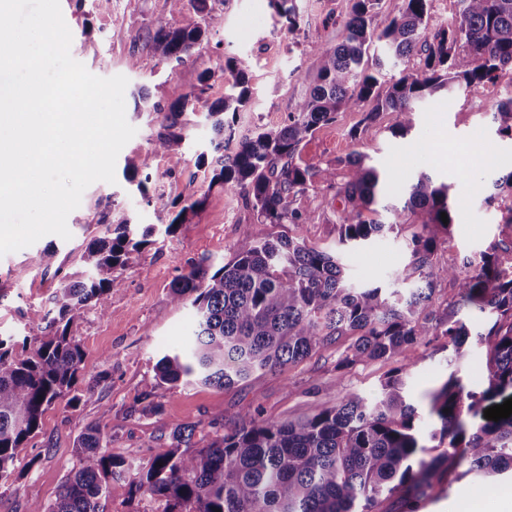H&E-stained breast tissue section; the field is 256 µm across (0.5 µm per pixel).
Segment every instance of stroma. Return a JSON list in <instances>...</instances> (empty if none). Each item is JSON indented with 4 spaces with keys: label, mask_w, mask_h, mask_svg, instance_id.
<instances>
[{
    "label": "stroma",
    "mask_w": 512,
    "mask_h": 512,
    "mask_svg": "<svg viewBox=\"0 0 512 512\" xmlns=\"http://www.w3.org/2000/svg\"><path fill=\"white\" fill-rule=\"evenodd\" d=\"M299 27L290 32L282 26L269 0H214L211 20H203L192 0L180 14L170 15L167 0H61V11L72 33L70 53L99 77L125 76L126 118L137 130L120 151L115 183L98 181L84 192L80 206L67 219L70 239L42 237L33 245L0 256V336L29 334L33 321L51 308L50 297L59 273L71 272L92 237L103 235V213L128 217L144 227L175 214L177 204L189 197H204L203 206L174 235L155 232L137 263L119 267L122 280L113 294L109 319L86 313L72 326L83 348L80 385H93L94 396L78 407L58 402L43 415L36 436L27 444L13 474L0 479V512H29L31 504L50 505L70 472L79 465L76 441L88 425H98L112 437V450L124 461V471L112 481L106 512H146L150 502L129 497V483L139 477L147 460L164 453L176 425L196 428L197 446L211 442L216 414L233 419L241 409H259L263 418L294 421L335 401L328 387L336 376V358L348 339L331 345L283 373L252 376L229 389L201 383L171 389L156 388L155 365L164 354L177 349L193 324L190 309L177 308L169 300V287L201 259L220 265L232 257L242 233L256 239L301 236L309 244L340 252L348 281L358 286L367 281L392 287L408 261L410 215H403L400 232H389L360 246L341 245L337 223L341 205L334 193L320 187L295 201L305 224H265L247 208L238 191L211 187L212 170L219 157L210 145L209 103L224 96L227 58L241 61L247 69L252 97L237 113L230 129L233 141H241L259 129H277L288 122L299 101L309 92V74L315 70L317 51L336 45L344 31L351 0H294ZM174 25L207 23V37L198 52L184 62H160L148 48V31L160 19ZM141 66L129 67L131 57ZM213 77L202 102L189 116L183 161L171 166L167 158L154 157L148 170L149 195L141 197L125 177L128 165L139 163L152 147L160 129L162 108L178 98L199 92L203 71ZM512 84V71H504L493 83L468 95L438 93L418 104L409 134L393 137L391 114L367 124L361 113L342 111L334 122L320 125L300 155L302 165L334 167L337 182L348 181L352 171L343 163L352 151L369 155L383 171L387 192L377 207L383 223L394 222L402 208L404 189L417 172L451 184L456 201V222L438 260L445 266H463L489 244L512 241V198L494 193L496 179L512 169V139L497 134L491 114ZM206 163H199V155ZM54 253L52 268L37 262L44 250ZM417 363L407 378L408 402L420 415L418 432H426L431 420L425 395L438 387L449 372L472 390L484 387L485 351L472 345L468 360L448 366V351L439 342L417 348ZM152 393L154 410H145L141 399ZM475 476L436 488L423 512H461L469 503L475 512H501L500 496L471 493Z\"/></svg>",
    "instance_id": "obj_1"
}]
</instances>
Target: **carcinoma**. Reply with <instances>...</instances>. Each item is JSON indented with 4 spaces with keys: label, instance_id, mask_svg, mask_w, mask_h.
<instances>
[{
    "label": "carcinoma",
    "instance_id": "1",
    "mask_svg": "<svg viewBox=\"0 0 512 512\" xmlns=\"http://www.w3.org/2000/svg\"><path fill=\"white\" fill-rule=\"evenodd\" d=\"M291 0H270L289 32L299 26ZM455 24L431 29V0H404L399 16L378 31L371 18L379 0H353L345 32L335 47L318 52L319 65L309 95L277 129H260L238 142L212 171L210 185L240 192L245 204L265 224L306 223L294 198L318 185L336 188L343 209L339 241L365 242L401 225L373 218L379 174L354 150L345 160L352 178L336 183L331 167L313 169L299 163L303 147L321 124L336 113L353 110L377 122L390 112V132L404 137L414 124L418 102L438 93L473 92L512 69V0H457ZM206 30L158 21L149 32V48L162 61L181 62L201 44ZM384 57L368 65L373 43ZM418 55L422 66L393 77L380 92L382 71ZM228 88L224 100L209 108L215 150L224 149V130L251 95L241 63L224 66ZM189 99L173 103L151 153L177 166L182 159L183 116ZM497 133L512 139V93L492 112ZM450 186L436 184L420 172L406 190L402 211L422 213L409 243V259L396 276L411 282L406 295L380 286L353 287L343 275L338 255L310 245L301 237L257 240L244 233L232 258L221 266L205 260L175 279L170 302L190 307L195 327L179 350L157 363L159 384L201 382L224 389L256 373L281 372L352 337L336 360V401L298 421L264 419L245 409L203 448L192 444L196 426L178 425L169 448L151 458L129 496H145L162 512H419L442 477L459 480L474 474L481 490L495 493L499 476L512 471V416L497 422L484 410L512 398V245L490 244L459 270L437 262L456 211ZM205 202L190 199L165 224L175 233ZM447 213L443 223L441 213ZM106 235L92 239L81 260L85 272L63 276L51 296L55 315L37 324V333L22 340V352L0 337V478L9 476L40 419L56 401L78 406L92 398L77 388L83 350L71 327L92 310L110 316L112 294L121 282L116 267L135 263L151 243L155 228L136 238L127 218L104 215ZM451 280L457 293L441 307L434 302L439 282ZM477 310L489 317L477 343L487 353L480 391L466 389L450 373L425 395L429 415L439 428L421 443L415 429L416 408L406 401L405 378L417 363L416 347L442 342L451 362L470 355L464 315ZM394 364L373 399L343 389L342 372L358 363ZM79 467L61 486L49 508L36 503L30 512H104L110 482L120 476L122 457L103 445L98 426L77 438Z\"/></svg>",
    "mask_w": 512,
    "mask_h": 512
}]
</instances>
